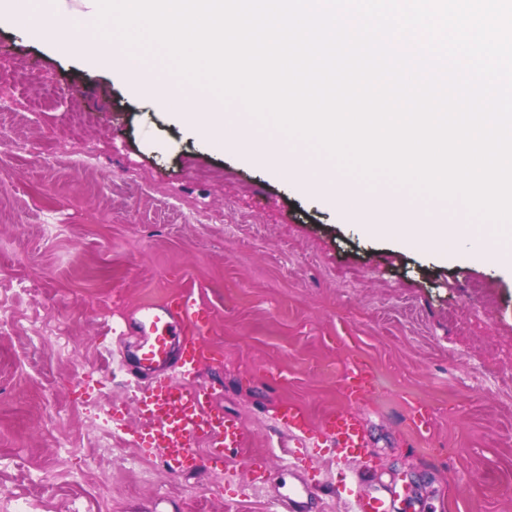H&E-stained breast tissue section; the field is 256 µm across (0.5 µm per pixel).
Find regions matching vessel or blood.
Masks as SVG:
<instances>
[{"mask_svg":"<svg viewBox=\"0 0 512 512\" xmlns=\"http://www.w3.org/2000/svg\"><path fill=\"white\" fill-rule=\"evenodd\" d=\"M211 323V311L193 293L185 292L160 303L139 306L130 322L134 336V363L129 369L136 388V411L142 429L137 445L161 459L170 475L200 472L220 464L230 450L249 448L250 429L216 405L214 384L201 381L202 339ZM364 368L354 367L345 379L347 399L358 400L370 385ZM278 424L299 448L331 444L343 458L360 457L365 444L357 416L330 413L322 433H314L307 416L295 405L282 406ZM319 480L308 479L303 490L279 494L284 512H310L320 491ZM352 512H393L397 492L353 491Z\"/></svg>","mask_w":512,"mask_h":512,"instance_id":"1","label":"vessel or blood"}]
</instances>
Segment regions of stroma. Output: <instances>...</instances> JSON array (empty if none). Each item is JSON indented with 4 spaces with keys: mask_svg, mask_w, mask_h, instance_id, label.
<instances>
[{
    "mask_svg": "<svg viewBox=\"0 0 512 512\" xmlns=\"http://www.w3.org/2000/svg\"><path fill=\"white\" fill-rule=\"evenodd\" d=\"M0 508L29 512H280L279 486L327 482L312 512H348L344 484L374 469L422 512H512V271L442 263L369 241L340 211L132 98L66 49L0 23ZM79 142L101 159L85 167ZM224 216L197 224L187 204ZM184 291L212 309L201 378L254 439L267 483L224 470L172 477L136 445L140 421L113 329L142 303ZM372 380L344 396L353 366ZM312 427L349 410L370 456L337 465L314 448L287 469L275 417ZM127 427L90 453L84 439ZM433 415L428 438L413 406Z\"/></svg>",
    "mask_w": 512,
    "mask_h": 512,
    "instance_id": "obj_1",
    "label": "stroma"
}]
</instances>
